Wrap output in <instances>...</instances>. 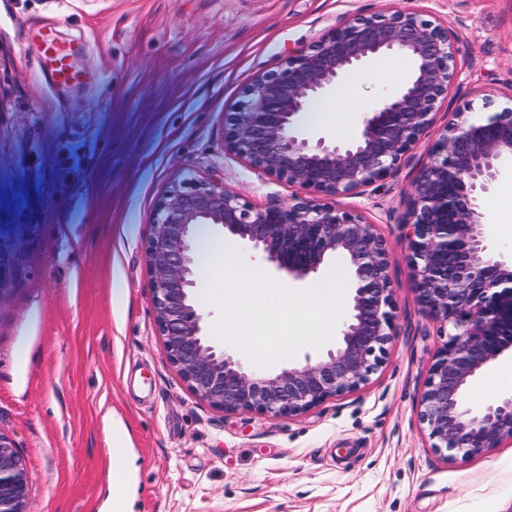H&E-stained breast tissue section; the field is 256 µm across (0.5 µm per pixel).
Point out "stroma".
<instances>
[{
	"label": "stroma",
	"mask_w": 512,
	"mask_h": 512,
	"mask_svg": "<svg viewBox=\"0 0 512 512\" xmlns=\"http://www.w3.org/2000/svg\"><path fill=\"white\" fill-rule=\"evenodd\" d=\"M391 7L454 34L447 106L512 95V0H0V236L14 260L0 289V432L24 459L30 512H512L511 444L452 461L419 420L445 338L399 221L444 113L387 178L336 200L390 244L395 336L366 385L297 417L224 412L188 390L155 330L142 244L156 199L192 173L257 207L286 202L291 187L225 151L224 111L347 16ZM47 31L74 50L69 83L43 64ZM407 63H367L348 89L369 105ZM223 245L203 233L209 335L220 313L204 295L207 255ZM116 452L132 466L113 501Z\"/></svg>",
	"instance_id": "obj_1"
}]
</instances>
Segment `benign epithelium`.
Returning <instances> with one entry per match:
<instances>
[{
    "label": "benign epithelium",
    "mask_w": 512,
    "mask_h": 512,
    "mask_svg": "<svg viewBox=\"0 0 512 512\" xmlns=\"http://www.w3.org/2000/svg\"><path fill=\"white\" fill-rule=\"evenodd\" d=\"M408 56L407 79L376 92L342 139L312 136L299 117L384 53ZM458 77L452 33L419 14L389 8L345 20L315 45L258 75L224 113V149L258 172L297 187L286 203L259 208L219 177L185 174L155 202L143 244L156 331L188 389L225 412L299 416L358 390L384 362L396 326L389 244L362 212L331 199L383 180L416 148L437 104ZM480 112L482 116L470 117ZM512 161V98L448 111L441 138L414 183L400 221L419 300L448 329L420 399L431 447L468 459L512 444V394L479 410L470 382L512 352V249L485 231L481 200ZM264 255L279 273L303 280L343 257L354 288L335 347L305 365L259 371L212 345L196 297L201 230ZM0 237V289L12 276ZM30 477L14 441L0 433V512H28Z\"/></svg>",
    "instance_id": "benign-epithelium-1"
}]
</instances>
